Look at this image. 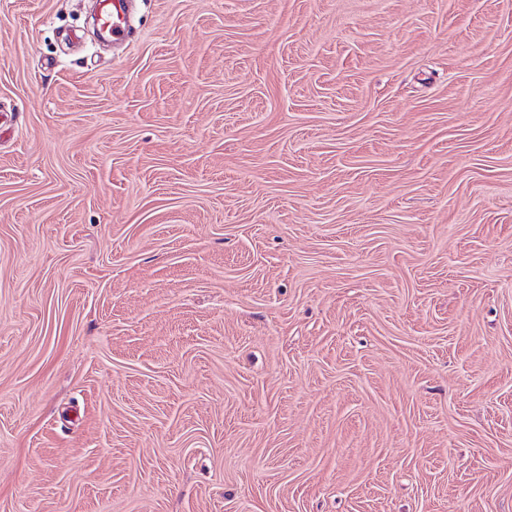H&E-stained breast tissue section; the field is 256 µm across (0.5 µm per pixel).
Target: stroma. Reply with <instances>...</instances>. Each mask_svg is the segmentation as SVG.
Instances as JSON below:
<instances>
[{
    "label": "stroma",
    "mask_w": 512,
    "mask_h": 512,
    "mask_svg": "<svg viewBox=\"0 0 512 512\" xmlns=\"http://www.w3.org/2000/svg\"><path fill=\"white\" fill-rule=\"evenodd\" d=\"M0 0V512H512V0ZM132 2L133 0H97L99 26L112 41L125 37Z\"/></svg>",
    "instance_id": "stroma-1"
}]
</instances>
